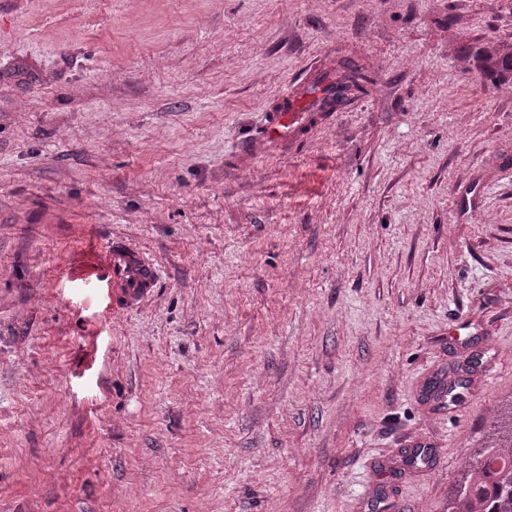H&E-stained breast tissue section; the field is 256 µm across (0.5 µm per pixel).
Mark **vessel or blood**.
I'll list each match as a JSON object with an SVG mask.
<instances>
[{
  "label": "vessel or blood",
  "mask_w": 512,
  "mask_h": 512,
  "mask_svg": "<svg viewBox=\"0 0 512 512\" xmlns=\"http://www.w3.org/2000/svg\"><path fill=\"white\" fill-rule=\"evenodd\" d=\"M310 121L309 113L301 109V99L295 92L283 93L281 107L272 113L268 123L271 139H286ZM159 270L156 263L136 247L113 241L104 250L102 269L84 284L95 293H108L118 305H132L147 296L156 287Z\"/></svg>",
  "instance_id": "vessel-or-blood-1"
}]
</instances>
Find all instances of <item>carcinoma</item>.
Listing matches in <instances>:
<instances>
[{"mask_svg": "<svg viewBox=\"0 0 512 512\" xmlns=\"http://www.w3.org/2000/svg\"><path fill=\"white\" fill-rule=\"evenodd\" d=\"M477 68L486 77L512 78V48L487 45L476 54ZM359 73L351 69L336 81L329 106L333 111L355 91L362 90ZM491 441L477 453L476 464L458 482L448 512H512V413L493 427Z\"/></svg>", "mask_w": 512, "mask_h": 512, "instance_id": "1", "label": "carcinoma"}]
</instances>
